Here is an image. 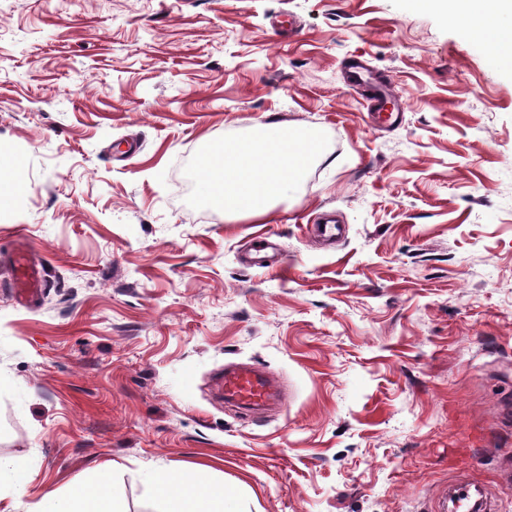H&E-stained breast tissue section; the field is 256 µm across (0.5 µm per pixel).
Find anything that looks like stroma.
Segmentation results:
<instances>
[{"label": "stroma", "mask_w": 512, "mask_h": 512, "mask_svg": "<svg viewBox=\"0 0 512 512\" xmlns=\"http://www.w3.org/2000/svg\"><path fill=\"white\" fill-rule=\"evenodd\" d=\"M401 111L381 127L345 64ZM315 137L272 224L201 197V154ZM0 456L32 503L118 462L124 512L203 466L238 512H512V71L413 0H0ZM334 218L333 240L315 229ZM274 232L283 267L243 254ZM24 237L48 286L11 293ZM285 400L216 395L227 363Z\"/></svg>", "instance_id": "stroma-1"}]
</instances>
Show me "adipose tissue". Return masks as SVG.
<instances>
[{"mask_svg":"<svg viewBox=\"0 0 512 512\" xmlns=\"http://www.w3.org/2000/svg\"><path fill=\"white\" fill-rule=\"evenodd\" d=\"M421 9H439L469 37L480 42L488 59L512 69V27L501 18L512 12V0H416ZM313 140L302 133L288 137L280 127H266L263 139L250 144H222L204 164L208 177L203 193L211 207L245 218L264 220L273 213L272 202L306 167ZM114 462H106L97 476L74 481L65 492L50 490L34 504L22 505L19 491L30 477L29 464L0 457V501L11 500L17 512H123L108 476ZM151 486L164 512H233L224 488L210 484L201 472L169 468L153 474Z\"/></svg>","mask_w":512,"mask_h":512,"instance_id":"1","label":"adipose tissue"}]
</instances>
